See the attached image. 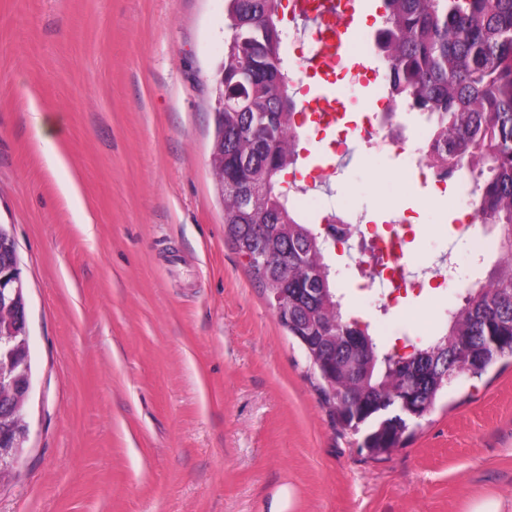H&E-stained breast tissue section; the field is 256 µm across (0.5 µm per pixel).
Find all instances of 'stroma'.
<instances>
[{
    "label": "stroma",
    "mask_w": 512,
    "mask_h": 512,
    "mask_svg": "<svg viewBox=\"0 0 512 512\" xmlns=\"http://www.w3.org/2000/svg\"><path fill=\"white\" fill-rule=\"evenodd\" d=\"M225 0H0V224L13 227L35 366L27 448L0 512H512V360L452 386L403 446L374 458L331 424L305 355L224 234L208 160ZM332 87L342 125L378 83ZM60 116L67 166L28 126ZM301 130L311 202L385 228L407 220L425 288L388 314L357 250L332 264L349 313L385 348L441 331L461 298L451 254L486 280L488 226L364 135ZM74 177L77 193L62 184Z\"/></svg>",
    "instance_id": "obj_1"
}]
</instances>
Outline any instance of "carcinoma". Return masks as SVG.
Masks as SVG:
<instances>
[{"label": "carcinoma", "mask_w": 512, "mask_h": 512, "mask_svg": "<svg viewBox=\"0 0 512 512\" xmlns=\"http://www.w3.org/2000/svg\"><path fill=\"white\" fill-rule=\"evenodd\" d=\"M229 36L224 52V183L238 192L266 187L257 209L224 197V232L240 256L269 250L273 259L248 272L264 293L292 298L280 325L303 349L310 375L336 424L372 457L388 455L407 433L393 390L417 381L410 396L428 413L458 378L454 344L466 337L483 355L482 370L512 358V0H382L378 54L390 66L392 100L431 125L425 164L451 177L467 164L482 223L497 229L498 256L489 279L464 289L448 311L446 329L400 353L379 345L370 325L347 315L334 280L312 275L298 258L321 248L296 207L286 176L297 167L299 131L293 117L294 72L279 30L282 0H226ZM251 73L247 81L240 71ZM256 112L270 121L252 130ZM16 253L0 224V268ZM338 320L371 358L358 372L352 349L317 327Z\"/></svg>", "instance_id": "obj_1"}]
</instances>
